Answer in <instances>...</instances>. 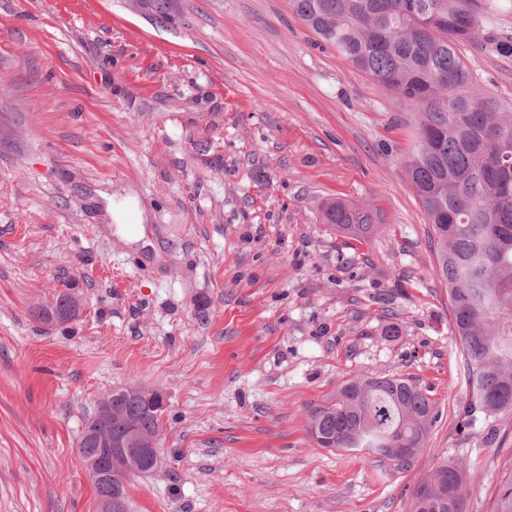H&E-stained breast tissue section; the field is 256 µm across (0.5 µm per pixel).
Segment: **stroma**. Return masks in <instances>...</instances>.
I'll return each mask as SVG.
<instances>
[{
  "label": "stroma",
  "instance_id": "stroma-1",
  "mask_svg": "<svg viewBox=\"0 0 512 512\" xmlns=\"http://www.w3.org/2000/svg\"><path fill=\"white\" fill-rule=\"evenodd\" d=\"M180 4L159 24L124 0H0V512H98L78 440L132 386L168 402L137 512H409L444 458L467 512H496L512 410L463 426L466 366L403 166L412 112L289 0ZM510 37L512 11L459 49L505 107ZM331 199L378 231L320 223ZM67 281L79 318L37 321ZM372 374L412 379L438 415L406 470L307 433Z\"/></svg>",
  "mask_w": 512,
  "mask_h": 512
}]
</instances>
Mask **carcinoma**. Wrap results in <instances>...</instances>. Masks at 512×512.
<instances>
[{
  "label": "carcinoma",
  "mask_w": 512,
  "mask_h": 512,
  "mask_svg": "<svg viewBox=\"0 0 512 512\" xmlns=\"http://www.w3.org/2000/svg\"><path fill=\"white\" fill-rule=\"evenodd\" d=\"M298 18L355 69L392 91L417 118L416 145L404 163L432 228L436 273L448 286L452 337L467 367L470 400L465 425L512 409V107L478 89L459 45L477 40L503 0H290ZM136 13L171 21L180 0H127ZM320 221L354 240L377 229L368 212L341 200L320 206ZM72 288L33 308L43 324L59 323L73 307ZM162 413L128 389L112 391V436L133 429L161 436ZM436 422L428 396L411 380L372 375L341 385L336 401L311 415L312 442L332 438L340 450H366L408 469ZM409 449L389 451L390 437ZM86 464L103 449L93 436L78 445ZM100 507L109 496L129 498V478L112 483L89 473ZM465 474L443 461L411 495L437 512H467ZM497 512H512V477L499 491Z\"/></svg>",
  "instance_id": "obj_1"
}]
</instances>
